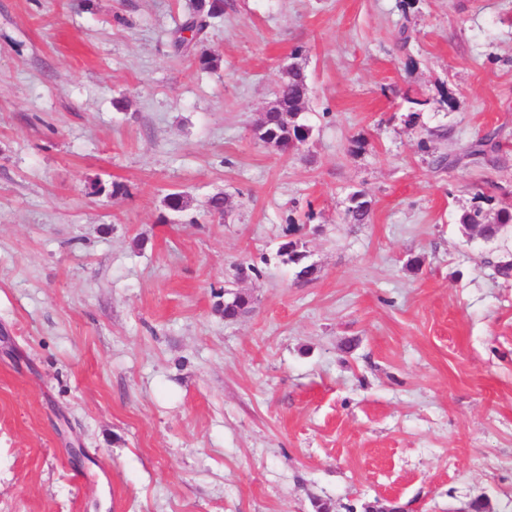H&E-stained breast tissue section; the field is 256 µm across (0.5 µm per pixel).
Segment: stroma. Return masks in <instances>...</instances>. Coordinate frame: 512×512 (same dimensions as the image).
<instances>
[{"label": "stroma", "mask_w": 512, "mask_h": 512, "mask_svg": "<svg viewBox=\"0 0 512 512\" xmlns=\"http://www.w3.org/2000/svg\"><path fill=\"white\" fill-rule=\"evenodd\" d=\"M192 2L0 0V512H512V234L458 222L512 211V0H225L212 70L170 43ZM309 92L307 76L303 70L291 65L284 71L277 97L284 104L282 112H269L263 125L255 128L256 135L267 146L282 155H288L307 142L312 128L301 115ZM274 146H276L274 148ZM498 136L497 130L489 131L480 139L470 143L464 150L463 158L470 160V163L482 166L497 165L498 159L494 156L499 146L496 138ZM370 201L363 191H355L350 196V206L347 208V219L352 224H366L370 219ZM459 224L465 229L477 230L484 238H491L509 231L512 233V212L506 209L492 212L477 204L461 214Z\"/></svg>", "instance_id": "stroma-1"}]
</instances>
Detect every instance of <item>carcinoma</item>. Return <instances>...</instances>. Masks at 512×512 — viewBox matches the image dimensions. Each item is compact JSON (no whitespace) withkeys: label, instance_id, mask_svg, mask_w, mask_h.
<instances>
[{"label":"carcinoma","instance_id":"1","mask_svg":"<svg viewBox=\"0 0 512 512\" xmlns=\"http://www.w3.org/2000/svg\"><path fill=\"white\" fill-rule=\"evenodd\" d=\"M224 0H197L193 5V13L184 20L173 32L171 44L174 50L183 55L192 56L199 66L214 69L218 59L210 55L202 44L201 34L210 25V20L224 16ZM309 92L307 76L303 70L291 65L284 71L277 97L284 104L281 112L267 114L264 124L256 127V135L263 143L274 145V151L286 155L307 142L312 134V128L302 119ZM405 101L416 106H425L432 102L440 108H454V98L449 93H441L440 98L431 101L417 96H407ZM497 131H489L480 139L470 143L464 150V157L470 163L482 166L498 163L494 156L498 148ZM370 201L363 191H356L350 196V206L347 208V219L352 224H366L370 219ZM459 224L468 230H476L485 238H491L501 233L512 232V212L500 209L495 212L484 209L477 204L464 211ZM278 255L288 263L298 265L303 255L296 249L292 240L284 242L278 249ZM249 298L235 294L224 299V318L230 319L250 312Z\"/></svg>","mask_w":512,"mask_h":512}]
</instances>
